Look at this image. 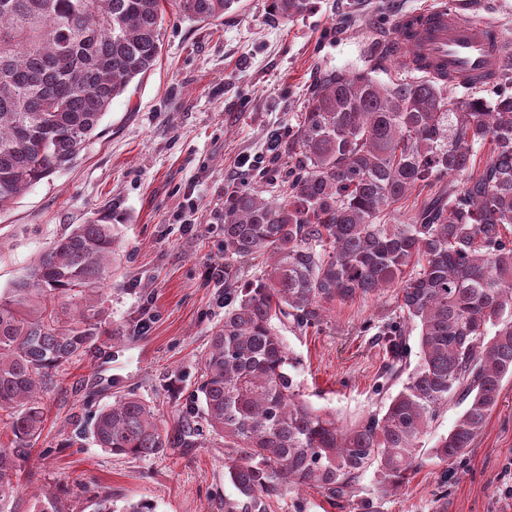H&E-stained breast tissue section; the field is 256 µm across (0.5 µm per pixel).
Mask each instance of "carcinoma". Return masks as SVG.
<instances>
[{"label":"carcinoma","mask_w":512,"mask_h":512,"mask_svg":"<svg viewBox=\"0 0 512 512\" xmlns=\"http://www.w3.org/2000/svg\"><path fill=\"white\" fill-rule=\"evenodd\" d=\"M233 3L0 0V211L73 164L112 101L157 64L166 8L205 22ZM312 9L313 0H269L272 16L291 21ZM288 158L286 195L224 197V279L263 258L252 280L224 289L198 385L206 427L229 449L224 473L238 499L225 512H269L267 499L303 486L349 501L371 469L387 497L417 468L448 401L465 408L432 448L441 462L472 446L512 377V93L458 97L426 76L324 72ZM434 185L413 215L401 211ZM116 241L105 212L74 224L0 292V413L15 443L0 448V512L60 368L116 336L98 306ZM392 286L399 315L378 332L383 378L406 379L381 411L343 425L300 398L281 328L317 326L329 305ZM414 331L419 363L406 374ZM92 435L115 455L171 445L132 394L100 410Z\"/></svg>","instance_id":"1"}]
</instances>
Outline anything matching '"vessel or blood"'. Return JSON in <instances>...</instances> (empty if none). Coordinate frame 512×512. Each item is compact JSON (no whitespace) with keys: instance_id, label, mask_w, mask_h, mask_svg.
<instances>
[{"instance_id":"1","label":"vessel or blood","mask_w":512,"mask_h":512,"mask_svg":"<svg viewBox=\"0 0 512 512\" xmlns=\"http://www.w3.org/2000/svg\"><path fill=\"white\" fill-rule=\"evenodd\" d=\"M396 30L394 54L425 63L429 76L462 88L492 80L512 53L490 22L445 7L402 15Z\"/></svg>"}]
</instances>
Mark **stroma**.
<instances>
[{"label":"stroma","instance_id":"obj_1","mask_svg":"<svg viewBox=\"0 0 512 512\" xmlns=\"http://www.w3.org/2000/svg\"><path fill=\"white\" fill-rule=\"evenodd\" d=\"M305 18L268 14V0H235L223 18L166 16L162 56L103 114L98 134L69 169L30 187L0 213V290L12 287L72 224L108 211L121 269L101 305L110 340L65 367L45 400L42 433L18 462L8 512H37L35 489L58 492L61 512H120L146 501L154 512H224L236 488L224 476V443L203 431L190 447L119 456L91 435L97 413L133 394L173 433L199 410L196 387L211 332L224 319V285L206 281L224 260V194L234 187L281 192L273 157L287 159L310 89L326 70L372 69L384 83L407 78L399 59L374 66L398 15L447 0H314ZM189 219L183 232L178 218ZM397 288L331 305L323 322L284 330L302 399L352 424L379 410L386 362L378 332L397 312ZM462 411L449 403L422 440V463L397 493L376 494L367 472L355 497L328 502L312 487L271 498L270 512H512V379L472 448L452 463L430 450Z\"/></svg>","mask_w":512,"mask_h":512}]
</instances>
